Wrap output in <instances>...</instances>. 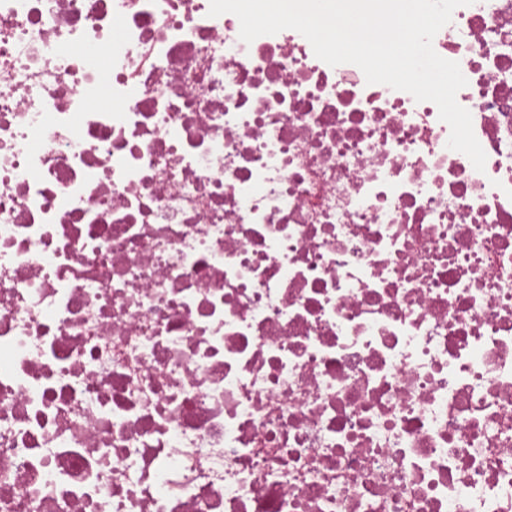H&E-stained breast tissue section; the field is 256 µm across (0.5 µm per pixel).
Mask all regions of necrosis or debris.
Returning a JSON list of instances; mask_svg holds the SVG:
<instances>
[{
  "label": "necrosis or debris",
  "mask_w": 512,
  "mask_h": 512,
  "mask_svg": "<svg viewBox=\"0 0 512 512\" xmlns=\"http://www.w3.org/2000/svg\"><path fill=\"white\" fill-rule=\"evenodd\" d=\"M210 0H0V512H512V0L433 102Z\"/></svg>",
  "instance_id": "obj_1"
}]
</instances>
